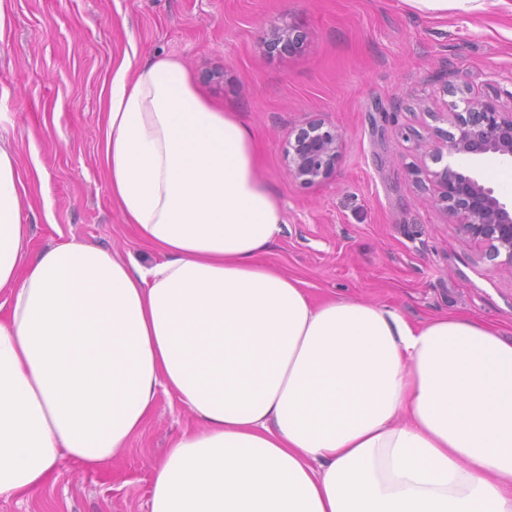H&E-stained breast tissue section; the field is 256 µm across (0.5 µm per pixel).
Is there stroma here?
Listing matches in <instances>:
<instances>
[{
    "mask_svg": "<svg viewBox=\"0 0 512 512\" xmlns=\"http://www.w3.org/2000/svg\"><path fill=\"white\" fill-rule=\"evenodd\" d=\"M0 39V113L26 186L24 218L38 252L76 239L148 261L112 199L104 168L106 97L122 67L178 58L205 99L257 135L262 172L286 223L266 262L317 300L387 303L407 319L463 314L512 332V277L480 258L432 203L421 146L450 130L462 97L512 109V0H8ZM286 21L302 48L269 52ZM219 80H208L210 72ZM322 118L343 137L332 181L304 187L286 169L292 130ZM504 201L512 163L459 156ZM194 417L159 395L142 433L111 463L61 461L48 487L0 512H148L151 472Z\"/></svg>",
    "mask_w": 512,
    "mask_h": 512,
    "instance_id": "stroma-1",
    "label": "stroma"
}]
</instances>
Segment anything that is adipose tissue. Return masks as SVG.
Instances as JSON below:
<instances>
[{"label": "adipose tissue", "instance_id": "ef3b65f1", "mask_svg": "<svg viewBox=\"0 0 512 512\" xmlns=\"http://www.w3.org/2000/svg\"><path fill=\"white\" fill-rule=\"evenodd\" d=\"M105 116L145 264L74 239L30 256L0 113V500L112 461L164 393L198 426L149 512H512L511 336L317 301L265 262L285 217L256 136L179 59L120 69Z\"/></svg>", "mask_w": 512, "mask_h": 512}]
</instances>
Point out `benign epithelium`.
<instances>
[{"instance_id": "benign-epithelium-1", "label": "benign epithelium", "mask_w": 512, "mask_h": 512, "mask_svg": "<svg viewBox=\"0 0 512 512\" xmlns=\"http://www.w3.org/2000/svg\"><path fill=\"white\" fill-rule=\"evenodd\" d=\"M301 32L287 22L270 25L266 46L291 53L302 44ZM461 112L451 113L453 131L442 132L427 142L424 154L432 162L467 155L480 159L492 154L512 162V111L505 112L492 100L465 99ZM342 134L322 118L288 133L285 154L288 176L313 187L331 181L341 158ZM433 203L460 233L491 260L505 259L498 267L512 275V203L499 199L494 190L472 173L446 164L433 172Z\"/></svg>"}]
</instances>
